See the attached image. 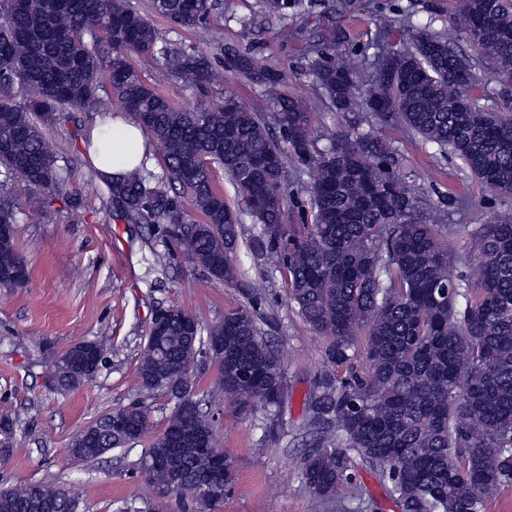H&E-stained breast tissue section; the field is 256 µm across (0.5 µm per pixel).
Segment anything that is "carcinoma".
<instances>
[{"label": "carcinoma", "instance_id": "cac0c4a2", "mask_svg": "<svg viewBox=\"0 0 512 512\" xmlns=\"http://www.w3.org/2000/svg\"><path fill=\"white\" fill-rule=\"evenodd\" d=\"M460 0L440 32L412 28L399 58L380 30L362 48L365 69L346 61L349 39L331 28L309 39L308 69L328 108L344 124L322 134L317 148L306 101L280 92L282 74L229 53V67L274 100V120L221 102L180 109L146 84L128 62L151 54L159 35L128 0H0V165L37 191L73 193L58 174L46 130L71 111L130 112L163 157L166 183L150 185L147 160L106 183L112 210L138 225L148 241L157 229L208 277L238 280L234 260L242 219L214 183L224 169L245 197L259 230L249 247L260 265L287 278L288 299L317 334L329 336L328 363L363 356L366 371L340 380L325 370L306 399L303 476L312 509L352 482V456L368 464L400 512H485L489 498L512 484V217L474 232L478 277L455 279L438 238L445 210L425 204L412 177L401 174L396 149L359 132L360 113L383 127L402 126L439 152L456 155L489 191L512 196V106L490 112L473 94L476 67L455 43L466 40L500 82L512 83V0ZM304 0H263L286 19ZM171 23L192 28L209 19L212 0H154ZM183 85L223 80L203 55L162 51ZM109 73L101 95L98 74ZM22 101H17V97ZM311 178V222L284 223L288 172ZM17 211L0 183V286L26 281L15 244ZM224 345L233 367L218 366L224 398L240 412L276 408L287 392L285 371L259 334L254 309L242 306L202 327L171 306L151 333L138 365L139 389L172 404L167 426L142 452L137 469L163 495L172 490L183 512L224 502L210 486V452L172 449L179 432H205L218 450L212 421L195 399L172 386L192 376L198 357ZM106 340L77 343L57 360L55 390L96 377ZM148 431L144 402L118 408L83 428L69 448L77 462L129 451ZM78 497L46 483L0 489V512H77Z\"/></svg>", "mask_w": 512, "mask_h": 512}]
</instances>
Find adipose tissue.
I'll return each mask as SVG.
<instances>
[{"label": "adipose tissue", "mask_w": 512, "mask_h": 512, "mask_svg": "<svg viewBox=\"0 0 512 512\" xmlns=\"http://www.w3.org/2000/svg\"><path fill=\"white\" fill-rule=\"evenodd\" d=\"M88 157L100 178H121L134 169L150 148V139L134 116L116 114L96 122Z\"/></svg>", "instance_id": "ef3b65f1"}]
</instances>
